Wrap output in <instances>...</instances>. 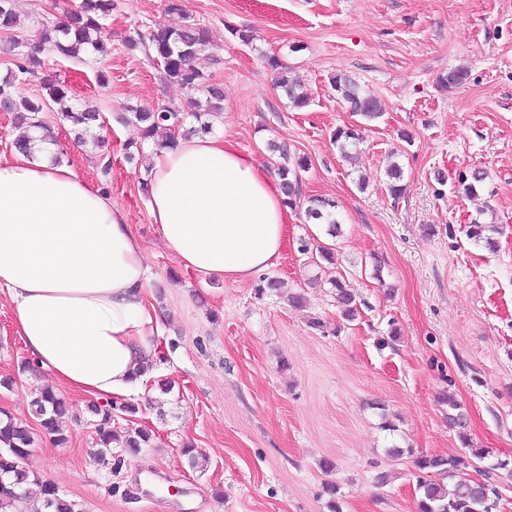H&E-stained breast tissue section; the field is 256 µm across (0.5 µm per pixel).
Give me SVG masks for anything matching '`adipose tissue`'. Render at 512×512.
<instances>
[{
    "label": "adipose tissue",
    "mask_w": 512,
    "mask_h": 512,
    "mask_svg": "<svg viewBox=\"0 0 512 512\" xmlns=\"http://www.w3.org/2000/svg\"><path fill=\"white\" fill-rule=\"evenodd\" d=\"M166 250L229 282L275 266L291 211L275 171L222 137L153 149L143 171ZM146 254L125 213L70 167L0 157V293L31 358L69 389L125 398L158 355Z\"/></svg>",
    "instance_id": "1"
}]
</instances>
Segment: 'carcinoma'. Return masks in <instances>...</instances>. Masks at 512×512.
Returning <instances> with one entry per match:
<instances>
[{
    "label": "carcinoma",
    "instance_id": "carcinoma-1",
    "mask_svg": "<svg viewBox=\"0 0 512 512\" xmlns=\"http://www.w3.org/2000/svg\"><path fill=\"white\" fill-rule=\"evenodd\" d=\"M112 13V0H81L76 10H66L64 19L53 27H42L39 38L35 42L13 40L19 47L17 52V71L10 73L0 81V102L6 105L7 111L13 115V122L25 127L26 134L13 142V146L30 151L44 143L53 146L58 144L57 135L42 118L41 113L55 106L60 113V120L70 126L75 141L87 142L86 136L90 129H103L99 123V112L92 108H82L73 103L75 93L64 81H49L45 84L46 95L39 99H20L13 97L15 82L22 75H33L45 64L42 57L49 50L64 58H77L82 53L105 56L107 54L105 33L106 22ZM19 26L18 16L13 7V0H0V31L12 32ZM209 40L205 28L196 23L180 28L158 26L146 33L137 31L135 36L127 39L131 49L142 47L148 57L161 63L160 78L169 84L181 87L186 98L180 105L165 104L158 111L136 109L133 119L141 125L142 137L151 139L158 131L163 136L158 144L172 145L177 137H187L209 130V123L201 121L205 115L223 110L224 88L216 84L204 82V74L196 62L205 56ZM268 65L275 74V85L285 91L291 104L296 108L306 106L308 98L298 92L299 82L289 75V69L277 58L268 59ZM331 86L337 95L353 106L366 119L378 117L379 106L375 99L361 94L357 83L346 75L332 78ZM201 122L198 127L186 126L188 116ZM359 134L354 129L339 128L334 134V142L344 159L353 158L350 147L359 143ZM269 150L279 153L282 163L277 165V173L281 180L282 192L286 204L291 208L303 211L305 221L312 224L328 225V235L335 238L340 233L339 221L332 213L333 205L328 200L315 197L303 199L299 192L298 172L308 166V161L300 157L295 164L288 165L286 149L271 142ZM388 190L391 196L399 198L405 191L401 184L402 171L392 164L388 169ZM487 177L485 171L474 169L468 175L461 176L459 183L468 195L476 193L477 186ZM496 232L492 224H474L469 236L482 241L490 249L496 248L491 234ZM336 303L341 309L343 318L355 320L358 314L354 296L347 290L341 280L335 281ZM442 402L448 405L450 425L461 429L459 436L468 452L451 458L420 456L415 460L418 470L417 489L419 499L418 512H492L490 496L496 494L493 484H488V491L478 488L477 481L463 477L464 471L476 468L475 461L483 459L482 452L468 444L465 415L460 412V405L450 396H443ZM133 415L136 409L129 405L114 407L109 405L103 409L93 407L92 412L99 416L96 423L98 445L102 447L99 460L108 461L112 455V442L117 435L112 430V410ZM33 415L40 419L45 432L53 437V441H66L62 419L69 413L67 403L53 391L44 389L32 400ZM151 435L143 430L129 431L124 435L123 448L137 452L148 444ZM0 512H81L77 502L60 495L54 484L30 478L24 467L32 445L26 424L5 414L0 417ZM451 486H446L443 480Z\"/></svg>",
    "mask_w": 512,
    "mask_h": 512
}]
</instances>
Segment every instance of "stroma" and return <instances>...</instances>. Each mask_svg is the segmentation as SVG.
Instances as JSON below:
<instances>
[{"label":"stroma","mask_w":512,"mask_h":512,"mask_svg":"<svg viewBox=\"0 0 512 512\" xmlns=\"http://www.w3.org/2000/svg\"><path fill=\"white\" fill-rule=\"evenodd\" d=\"M113 0L111 41L100 63L45 54L43 71L16 82V97L37 99L54 76L95 106L111 141L104 170L93 144L75 145L58 112L63 161L108 192L127 216L147 258L151 301L164 331L135 415L113 411V429L149 432L137 453L112 450L99 463L92 397L57 383L31 364L0 298V410L26 423L27 459L82 512H417L415 456L459 455L457 428L442 394L467 417L470 443L486 464L512 460V0ZM80 0H15L20 38L36 39ZM195 22L209 35V80L224 87L212 117L222 135L273 166L267 145L308 157L302 197L333 200L338 237L294 212L278 263L266 274L227 282L181 267L164 249L140 184L150 141L132 120L136 108L181 103L134 31ZM250 34L242 42L240 31ZM302 81L306 107L294 108L273 84L268 57ZM466 80L444 90L448 71ZM105 71L107 87L96 74ZM354 78L377 100L365 120L330 85ZM358 129L354 161L333 142L337 128ZM142 149L124 158L127 143ZM399 164L405 191L392 198L387 169ZM481 168L474 195L459 178ZM499 228L496 249L470 239L471 224ZM328 242L335 263L313 265L301 242ZM284 281L283 293L264 278ZM355 296L345 321L335 279ZM292 293L306 302H288ZM72 408L55 445L32 415L41 388ZM193 445L204 456L191 465ZM402 456L394 458L390 448ZM331 462L324 471L323 462Z\"/></svg>","instance_id":"1"}]
</instances>
